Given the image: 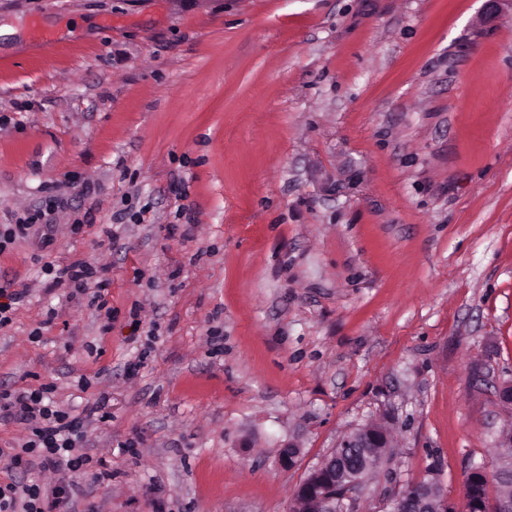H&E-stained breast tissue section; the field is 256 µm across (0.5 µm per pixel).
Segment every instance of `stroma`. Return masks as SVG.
Returning <instances> with one entry per match:
<instances>
[{
    "mask_svg": "<svg viewBox=\"0 0 512 512\" xmlns=\"http://www.w3.org/2000/svg\"><path fill=\"white\" fill-rule=\"evenodd\" d=\"M484 5L0 0V225L68 201L49 246L0 255L30 290L0 389L110 399L84 450L112 478H77L70 512H289L369 421L391 446L354 512L432 477L458 506L496 469L512 11ZM48 261L104 268L110 330Z\"/></svg>",
    "mask_w": 512,
    "mask_h": 512,
    "instance_id": "35a3bbf8",
    "label": "stroma"
}]
</instances>
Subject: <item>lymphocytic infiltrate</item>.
Instances as JSON below:
<instances>
[{
    "mask_svg": "<svg viewBox=\"0 0 512 512\" xmlns=\"http://www.w3.org/2000/svg\"><path fill=\"white\" fill-rule=\"evenodd\" d=\"M44 270L54 286L69 288L71 297L84 296L89 305L106 307L109 281L92 264L50 262ZM51 392L48 385L34 390L0 391V417L18 420L28 429L26 439L18 446L0 448V458L6 459L13 472H24L37 464L46 471L88 475L99 482L111 479V472L92 468L91 458L82 451L85 419L94 416L102 422L108 420L107 398L97 399L86 415L80 416L56 405ZM70 493V485L63 482L49 489L15 481L0 484V512H60L70 504Z\"/></svg>",
    "mask_w": 512,
    "mask_h": 512,
    "instance_id": "obj_1",
    "label": "lymphocytic infiltrate"
}]
</instances>
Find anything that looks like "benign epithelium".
<instances>
[{
    "label": "benign epithelium",
    "mask_w": 512,
    "mask_h": 512,
    "mask_svg": "<svg viewBox=\"0 0 512 512\" xmlns=\"http://www.w3.org/2000/svg\"><path fill=\"white\" fill-rule=\"evenodd\" d=\"M389 447V431L381 424L353 427L336 448L297 487L291 510L345 512L344 501L362 490L368 475L380 465V449ZM389 512H456L434 478L411 484L391 500Z\"/></svg>",
    "instance_id": "obj_1"
}]
</instances>
